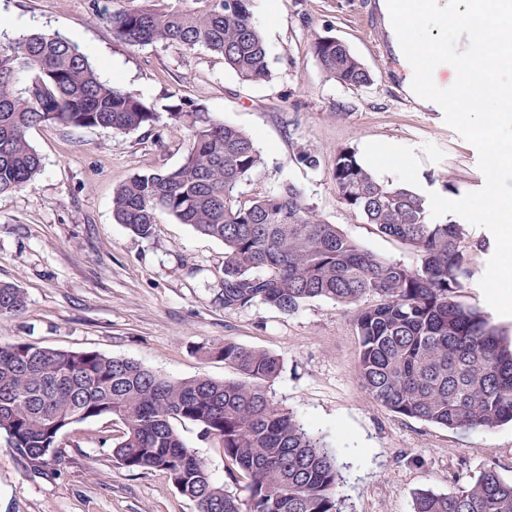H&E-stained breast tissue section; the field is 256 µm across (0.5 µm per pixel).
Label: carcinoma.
Returning <instances> with one entry per match:
<instances>
[{
  "instance_id": "obj_1",
  "label": "carcinoma",
  "mask_w": 512,
  "mask_h": 512,
  "mask_svg": "<svg viewBox=\"0 0 512 512\" xmlns=\"http://www.w3.org/2000/svg\"><path fill=\"white\" fill-rule=\"evenodd\" d=\"M254 0H139L109 9L92 0L93 16L130 47H201L224 59L243 84L272 77L254 19ZM312 52L327 77L361 88L369 70L340 41L323 36ZM166 118L185 129L182 164L135 173L113 192L118 223L148 238L157 215L224 243V308L255 303L293 313L326 298L344 306L372 297L358 311V376L374 401L408 419L450 430H486L512 422V337L478 308L455 300L468 276L460 224L434 223L425 199L380 180L342 147L332 178L342 203L381 233L414 247L405 266L361 248L321 219L301 189L285 184L247 204L240 186L263 162L251 134L216 119L176 93L159 107L101 80L78 47L59 35L22 34L0 46V194L26 187L43 168L28 132L40 125L101 127L119 133L152 129ZM24 291L0 283V315L26 308ZM240 378L174 379L141 363L97 351L0 345V433L26 475H61V437L75 424L110 419L116 465L159 471L193 500L197 512H339L336 455L294 414L278 406L270 383L281 358L231 340L201 346ZM189 422L217 442L224 482L184 443L174 422ZM412 512H512V481L493 468L454 491L420 490Z\"/></svg>"
}]
</instances>
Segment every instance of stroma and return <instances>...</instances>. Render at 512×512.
I'll use <instances>...</instances> for the list:
<instances>
[{
    "instance_id": "35a3bbf8",
    "label": "stroma",
    "mask_w": 512,
    "mask_h": 512,
    "mask_svg": "<svg viewBox=\"0 0 512 512\" xmlns=\"http://www.w3.org/2000/svg\"><path fill=\"white\" fill-rule=\"evenodd\" d=\"M254 15L269 53L270 80L240 83L223 58L202 48L118 43L93 18L90 0H0L14 34H61L78 44L101 77L150 104L171 93L207 106L213 116L252 134L262 166L240 188L242 200L298 186L324 221L390 262L416 265V250L385 236L339 199L332 163L339 147L358 154L402 144L419 179L397 175L413 190L449 199L480 190L478 152L443 113L423 108L404 86L403 69L379 0H281ZM339 39L371 72L366 88L327 78L311 46ZM344 117H337L338 108ZM29 140L43 159L36 181L0 194V282L27 297L19 316H0V344L93 350L138 361L187 379L233 378L223 361L197 353L203 342L234 341L278 355L270 392L334 449L343 480L341 512H411L415 493L451 492L458 478L494 467L512 480V423L491 431H452L409 420L372 400L357 375L356 307L315 299L284 313L254 304L234 311L222 302L223 242L162 213L152 237L118 224L112 192L135 173L178 167L182 129L118 134L103 128L41 125ZM314 150L317 167L301 163ZM491 234L467 226L462 243L470 274L457 299L488 310L479 281L493 253ZM119 425L87 420L63 438L62 475L32 481L0 435V512H197L158 471L130 473L112 458Z\"/></svg>"
}]
</instances>
